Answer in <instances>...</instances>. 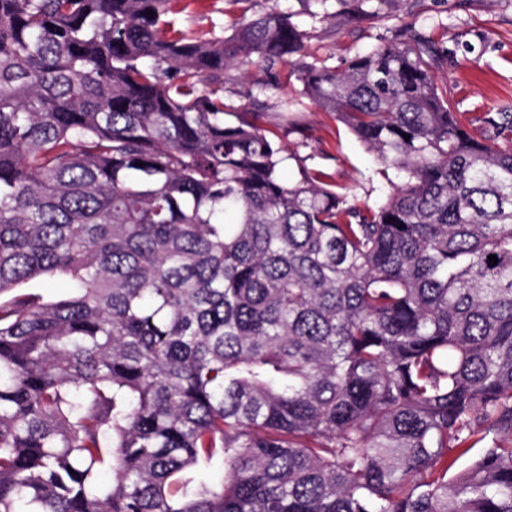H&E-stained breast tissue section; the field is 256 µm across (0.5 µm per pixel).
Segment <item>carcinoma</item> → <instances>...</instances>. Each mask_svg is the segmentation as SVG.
Here are the masks:
<instances>
[{"mask_svg": "<svg viewBox=\"0 0 512 512\" xmlns=\"http://www.w3.org/2000/svg\"><path fill=\"white\" fill-rule=\"evenodd\" d=\"M188 8L0 0V512H512V112L470 124L410 23L336 69ZM285 63L377 203L227 110Z\"/></svg>", "mask_w": 512, "mask_h": 512, "instance_id": "1", "label": "carcinoma"}]
</instances>
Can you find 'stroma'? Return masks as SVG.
Returning <instances> with one entry per match:
<instances>
[{"mask_svg":"<svg viewBox=\"0 0 512 512\" xmlns=\"http://www.w3.org/2000/svg\"><path fill=\"white\" fill-rule=\"evenodd\" d=\"M360 0H334L331 17L313 13L307 0H279L305 35L308 60L340 67L350 56L371 49L402 23L444 43L448 58L437 70L440 85L459 111L483 118L505 105L512 106V0H386L380 17L358 21ZM242 12L234 0H192L178 25L188 32L226 36ZM301 84L289 77L279 88L259 92L261 100L285 98L298 113L302 131L290 135L285 150L291 155L281 171L291 178L295 158L322 170L336 182L351 186L359 202L374 203L381 177L374 156L334 116L301 97Z\"/></svg>","mask_w":512,"mask_h":512,"instance_id":"1","label":"stroma"}]
</instances>
